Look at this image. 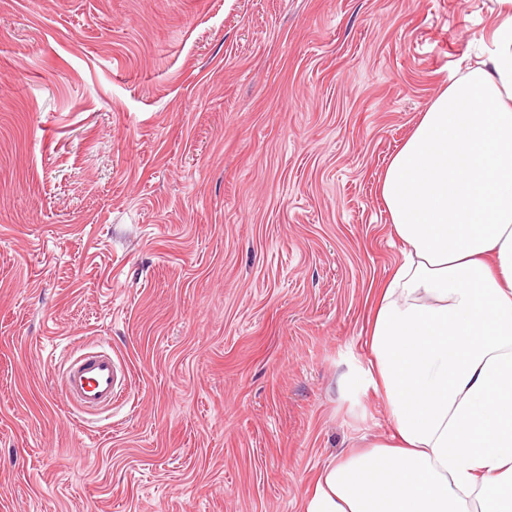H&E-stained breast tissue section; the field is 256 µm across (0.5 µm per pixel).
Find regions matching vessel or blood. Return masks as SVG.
I'll list each match as a JSON object with an SVG mask.
<instances>
[{"label":"vessel or blood","instance_id":"b4317fda","mask_svg":"<svg viewBox=\"0 0 512 512\" xmlns=\"http://www.w3.org/2000/svg\"><path fill=\"white\" fill-rule=\"evenodd\" d=\"M123 384L121 366L111 354L77 357L69 353L64 357L61 386L78 413L88 414L111 406L116 390Z\"/></svg>","mask_w":512,"mask_h":512}]
</instances>
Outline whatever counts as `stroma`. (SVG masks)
<instances>
[{
	"label": "stroma",
	"mask_w": 512,
	"mask_h": 512,
	"mask_svg": "<svg viewBox=\"0 0 512 512\" xmlns=\"http://www.w3.org/2000/svg\"><path fill=\"white\" fill-rule=\"evenodd\" d=\"M498 0H0V512H300L389 428L379 178ZM128 369L74 413L64 351Z\"/></svg>",
	"instance_id": "obj_1"
}]
</instances>
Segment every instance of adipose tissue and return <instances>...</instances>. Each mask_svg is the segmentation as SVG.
<instances>
[{"label": "adipose tissue", "instance_id": "adipose-tissue-1", "mask_svg": "<svg viewBox=\"0 0 512 512\" xmlns=\"http://www.w3.org/2000/svg\"><path fill=\"white\" fill-rule=\"evenodd\" d=\"M494 39L380 177L401 260L341 386L390 429L327 463L302 512H512V15Z\"/></svg>", "mask_w": 512, "mask_h": 512}]
</instances>
